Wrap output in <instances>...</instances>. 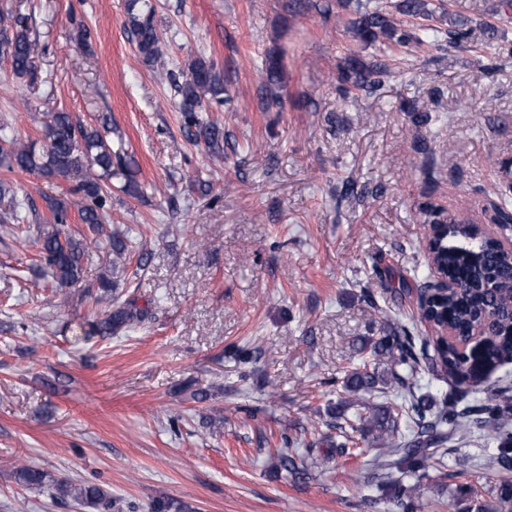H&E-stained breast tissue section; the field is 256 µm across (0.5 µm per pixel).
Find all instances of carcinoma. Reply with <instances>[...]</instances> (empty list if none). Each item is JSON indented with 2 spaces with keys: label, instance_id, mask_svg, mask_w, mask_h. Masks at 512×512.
<instances>
[{
  "label": "carcinoma",
  "instance_id": "carcinoma-1",
  "mask_svg": "<svg viewBox=\"0 0 512 512\" xmlns=\"http://www.w3.org/2000/svg\"><path fill=\"white\" fill-rule=\"evenodd\" d=\"M396 12L408 18H430L436 8L430 0H398ZM355 18L349 20V29L366 47L385 49L404 48L414 41L419 45L437 38L438 30L420 26L413 34L400 28L399 21L383 7L380 0H355ZM448 47L455 48L469 37L470 20L458 15L449 18ZM124 26L131 34L139 55L145 63L164 62V46L158 36L153 7L146 0H128ZM37 45L28 34L25 16L0 14V60L10 72L23 77L32 71ZM258 72L270 104L279 105L278 89L283 78L281 59L269 56L262 61ZM388 70L383 64H366L353 54L346 59L341 88L346 96L352 89H375ZM177 98L182 127L188 138L202 143L208 152L224 156V128L210 120L208 112L224 105V72L215 63L205 59L192 61L188 68L167 72ZM0 166L9 172L38 173L44 177L62 176L76 182L75 192L81 200L77 204L78 217L94 235H104V220L112 207V176L123 179L119 189L124 194L141 198L137 179L138 164L123 147L107 145L99 133L75 120L68 112H56L42 128V145L23 141L12 130L0 127ZM45 204L53 217L50 228L40 231L39 258L58 288H69L81 282L86 239L72 234L66 225L70 204L65 200L47 197ZM23 203L6 181H0V224L18 219ZM416 220L422 224H446L448 236L437 241L432 250L435 262L448 268V276L460 288L448 294V299L431 303L430 310H448V324L456 331L454 342L448 347L434 348V352L414 350L411 331L392 322L386 311L382 314V335L369 336L362 349L386 365L382 375L369 369L368 364L351 371L343 381V391L354 396L346 404L352 410L336 416V454L344 455L357 445V439L372 437L385 449L382 466L400 468L407 463L414 472L428 475L430 460L439 453V447L448 443H468L475 432H485L497 443L499 454L487 458V465L499 468L501 475L494 487V512H512V416L506 413L494 396H488L475 405L460 409L454 397L446 396L437 411L433 402L418 396L412 390V378L421 370V361L438 364L448 371L455 385L464 384L461 375L466 368L462 345L469 340L470 331L482 329L485 360L495 363L512 359V256L504 252L496 240L477 233L458 215L432 203L420 205ZM106 236V235H104ZM115 260L126 259L128 246L123 236H106ZM149 318L146 309L132 301L114 302L112 309L96 316L88 323L87 336L102 339L117 335ZM396 391L391 402L379 403L388 389ZM414 428L411 439L405 441L398 431L399 420ZM17 482L26 487L51 486L54 498L73 501L80 505L112 512V494L95 483H75L67 478L55 479L37 467L24 466L15 473Z\"/></svg>",
  "mask_w": 512,
  "mask_h": 512
}]
</instances>
